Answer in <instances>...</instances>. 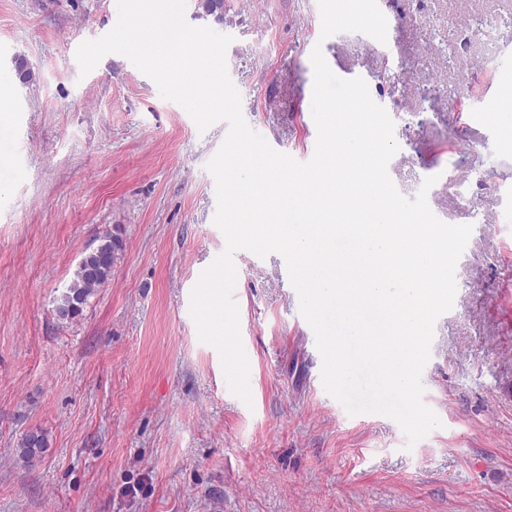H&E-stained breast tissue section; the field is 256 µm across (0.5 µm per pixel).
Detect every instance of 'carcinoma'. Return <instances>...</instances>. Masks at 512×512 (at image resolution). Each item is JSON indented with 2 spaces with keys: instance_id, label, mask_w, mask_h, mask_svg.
Here are the masks:
<instances>
[{
  "instance_id": "obj_1",
  "label": "carcinoma",
  "mask_w": 512,
  "mask_h": 512,
  "mask_svg": "<svg viewBox=\"0 0 512 512\" xmlns=\"http://www.w3.org/2000/svg\"><path fill=\"white\" fill-rule=\"evenodd\" d=\"M197 12L215 21L224 22V0H197ZM123 249L120 229L99 238V243L82 257L69 285L55 298V311L63 320L78 315L95 291L112 278V268ZM48 448L45 434L26 433L19 442L18 456L25 463L32 462Z\"/></svg>"
}]
</instances>
